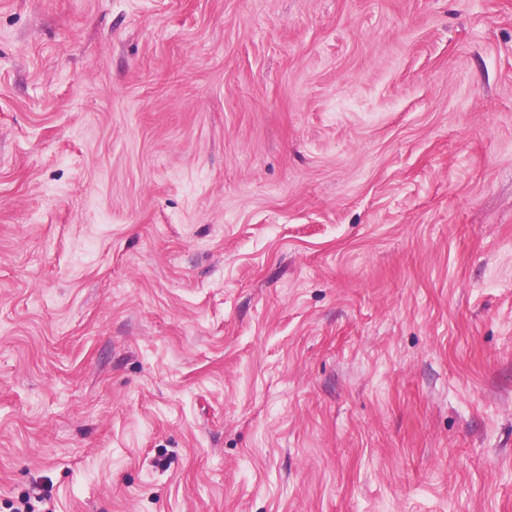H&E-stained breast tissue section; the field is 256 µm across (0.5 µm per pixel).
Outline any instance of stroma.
<instances>
[{
    "mask_svg": "<svg viewBox=\"0 0 512 512\" xmlns=\"http://www.w3.org/2000/svg\"><path fill=\"white\" fill-rule=\"evenodd\" d=\"M512 512V0H0V512Z\"/></svg>",
    "mask_w": 512,
    "mask_h": 512,
    "instance_id": "stroma-1",
    "label": "stroma"
}]
</instances>
